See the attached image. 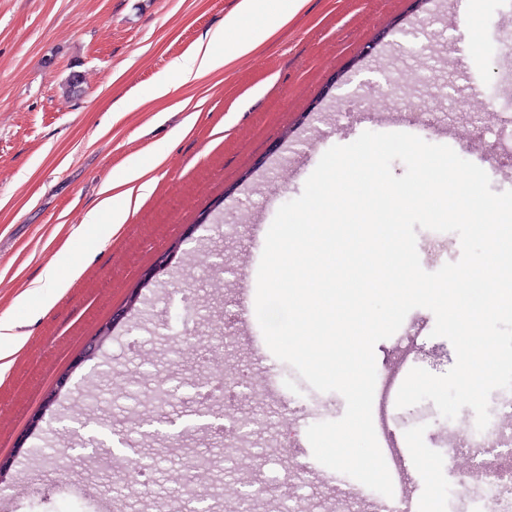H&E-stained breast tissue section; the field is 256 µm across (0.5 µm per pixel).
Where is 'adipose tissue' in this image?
Segmentation results:
<instances>
[{"instance_id":"obj_1","label":"adipose tissue","mask_w":512,"mask_h":512,"mask_svg":"<svg viewBox=\"0 0 512 512\" xmlns=\"http://www.w3.org/2000/svg\"><path fill=\"white\" fill-rule=\"evenodd\" d=\"M305 3L306 0H239L236 8L225 16L223 31L214 34L205 48L175 62L180 81L190 82L254 52ZM146 174V168H134L127 171L122 179L105 185V193H116L117 198L113 201L107 198L90 215L84 226L85 234H93L100 224L116 227L123 224L129 203L140 200L152 187Z\"/></svg>"}]
</instances>
